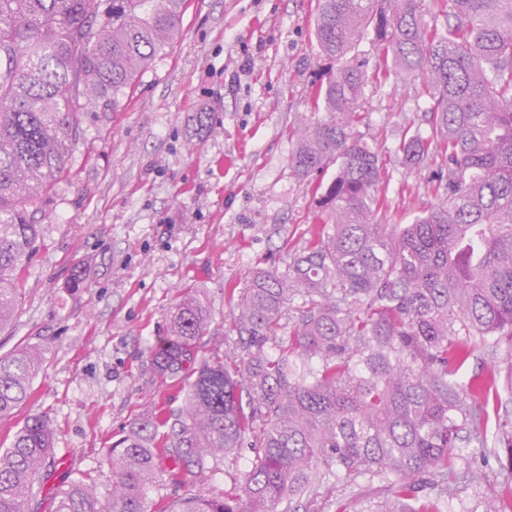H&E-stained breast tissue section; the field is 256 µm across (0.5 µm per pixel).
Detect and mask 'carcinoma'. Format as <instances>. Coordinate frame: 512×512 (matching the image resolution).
<instances>
[{"label":"carcinoma","mask_w":512,"mask_h":512,"mask_svg":"<svg viewBox=\"0 0 512 512\" xmlns=\"http://www.w3.org/2000/svg\"><path fill=\"white\" fill-rule=\"evenodd\" d=\"M315 39L330 61L314 111L291 155L307 178L336 166L315 190L325 220L288 272H254L237 298L223 353L204 349L210 323L187 288L150 370L183 393L148 410L113 441L112 488L83 474L54 489V512H149L150 493L183 485L248 444L259 449L242 493L159 498L158 512H288L333 466L354 482L382 476L391 497L375 512H439L460 441L484 444L479 397L458 372L462 336L496 353L512 338V0H318ZM186 0H0V330L40 240L32 205L67 168L87 112H117L137 78L180 35ZM377 46L378 73L418 75L429 131L399 151L416 165L442 156L437 205L410 224H385L383 163L354 136L367 82L355 55ZM301 298L302 302L291 305ZM505 370L501 465L512 472V352ZM43 365L38 345L0 356V419L29 400ZM44 415L26 418L0 453V512H27L55 463ZM437 497L421 498L424 486Z\"/></svg>","instance_id":"1"}]
</instances>
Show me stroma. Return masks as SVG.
Instances as JSON below:
<instances>
[{
  "label": "stroma",
  "mask_w": 512,
  "mask_h": 512,
  "mask_svg": "<svg viewBox=\"0 0 512 512\" xmlns=\"http://www.w3.org/2000/svg\"><path fill=\"white\" fill-rule=\"evenodd\" d=\"M317 0H189L181 35L137 81L121 111L85 114L84 141L65 174L37 203L42 237L21 285L0 354L44 349L30 400L0 420L7 448L27 416L47 414L61 460L30 512H52L50 491L81 473L109 492L108 450L145 408L178 406V387L153 378L147 348L165 335L184 287L199 288L210 313L205 347L223 342L228 287L253 271H287L319 227L315 177L290 168L294 131L316 119L313 86L330 69L314 23ZM417 77L369 78L365 118L355 133L384 164L386 208L396 223L436 205L444 164L407 165L398 146L424 125ZM205 111L210 133L192 120ZM498 419L485 447L456 448L458 476L444 512H486L493 490L512 484L498 457ZM252 448L219 458L199 478L162 495L238 492ZM387 496L382 479L356 483L323 474L299 512H372Z\"/></svg>",
  "instance_id": "stroma-1"
}]
</instances>
